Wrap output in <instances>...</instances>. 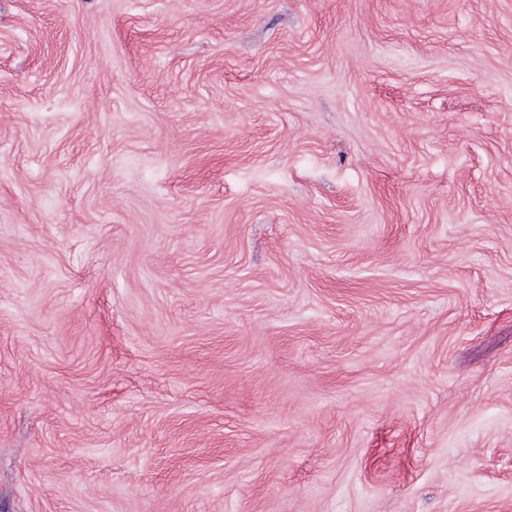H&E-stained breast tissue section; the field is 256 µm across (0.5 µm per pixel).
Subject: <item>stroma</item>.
<instances>
[{"mask_svg": "<svg viewBox=\"0 0 512 512\" xmlns=\"http://www.w3.org/2000/svg\"><path fill=\"white\" fill-rule=\"evenodd\" d=\"M0 512H512V0H0Z\"/></svg>", "mask_w": 512, "mask_h": 512, "instance_id": "obj_1", "label": "stroma"}]
</instances>
